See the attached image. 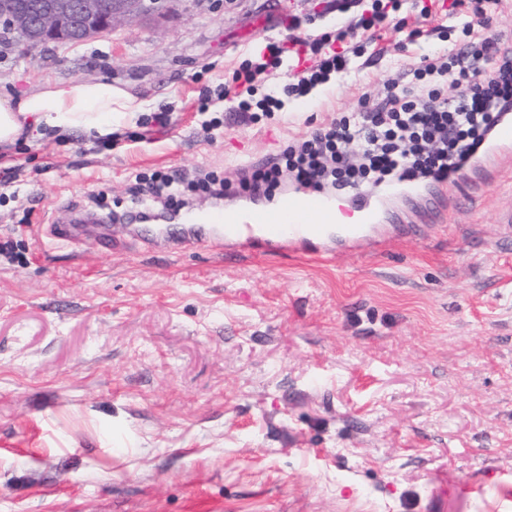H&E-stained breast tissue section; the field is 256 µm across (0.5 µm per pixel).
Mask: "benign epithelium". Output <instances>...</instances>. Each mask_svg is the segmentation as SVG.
I'll return each instance as SVG.
<instances>
[{
	"label": "benign epithelium",
	"mask_w": 512,
	"mask_h": 512,
	"mask_svg": "<svg viewBox=\"0 0 512 512\" xmlns=\"http://www.w3.org/2000/svg\"><path fill=\"white\" fill-rule=\"evenodd\" d=\"M142 0H21L0 13V25L12 31L16 47L32 52L49 43L96 37L130 16Z\"/></svg>",
	"instance_id": "obj_1"
}]
</instances>
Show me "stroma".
Listing matches in <instances>:
<instances>
[{
    "mask_svg": "<svg viewBox=\"0 0 512 512\" xmlns=\"http://www.w3.org/2000/svg\"><path fill=\"white\" fill-rule=\"evenodd\" d=\"M97 45L0 43V89L110 78L146 107L112 146L76 132L19 142L0 170V512H512V164L481 204L433 198L388 217L409 235L322 263L208 245L55 239L71 213L126 211L137 174L238 183L291 142L376 99L455 31L400 0L382 60L250 122L191 104L271 33L316 37L334 0H144ZM300 19L272 30L277 8ZM170 115L167 126L154 114ZM188 195L185 209L270 204Z\"/></svg>",
    "mask_w": 512,
    "mask_h": 512,
    "instance_id": "stroma-1",
    "label": "stroma"
}]
</instances>
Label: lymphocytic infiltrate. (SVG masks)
Instances as JSON below:
<instances>
[{"label":"lymphocytic infiltrate","mask_w":512,"mask_h":512,"mask_svg":"<svg viewBox=\"0 0 512 512\" xmlns=\"http://www.w3.org/2000/svg\"><path fill=\"white\" fill-rule=\"evenodd\" d=\"M498 3L477 0L472 19L462 25L464 39L449 51L447 60H433L411 70L407 83L391 82L381 98L361 100L355 118L334 120L295 140L277 161L243 181V189L255 192L263 186L273 187L286 172L298 184L313 189L447 179L454 162L482 138L501 105L512 103V51L476 33ZM387 18L384 5L377 0L371 14L360 15L335 34L302 42L310 66L296 73L294 82L256 101L252 95L258 77L284 64L285 47L276 41L267 43L234 73L243 93L238 109L280 112L289 97L306 94L333 75L347 73L363 48L345 47V40L357 30L378 27ZM447 85L455 94L445 100L441 92ZM132 191L168 207L185 191L223 197L225 186L223 177L214 171L200 173L187 184L156 172L136 176Z\"/></svg>","instance_id":"lymphocytic-infiltrate-1"}]
</instances>
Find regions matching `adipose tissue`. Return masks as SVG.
<instances>
[{"mask_svg": "<svg viewBox=\"0 0 512 512\" xmlns=\"http://www.w3.org/2000/svg\"><path fill=\"white\" fill-rule=\"evenodd\" d=\"M144 108L142 101L111 81L46 82L38 93L20 96L0 90V151L21 139L82 132L108 140Z\"/></svg>", "mask_w": 512, "mask_h": 512, "instance_id": "adipose-tissue-1", "label": "adipose tissue"}]
</instances>
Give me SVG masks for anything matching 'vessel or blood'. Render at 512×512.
<instances>
[{
    "instance_id": "b4317fda",
    "label": "vessel or blood",
    "mask_w": 512,
    "mask_h": 512,
    "mask_svg": "<svg viewBox=\"0 0 512 512\" xmlns=\"http://www.w3.org/2000/svg\"><path fill=\"white\" fill-rule=\"evenodd\" d=\"M509 162H512V110L506 108L499 113L482 143L469 154L464 167L466 173L490 179ZM420 192V186L414 184L388 185L379 197L357 207L355 223L342 224L338 221L342 209L334 200L323 194L295 190L284 194L274 206L246 209L232 222L223 210L212 211L207 216V225H180L177 237L180 242L193 244L208 229L214 235L213 247L239 256L270 251L300 254L314 249L321 258L333 260L364 246L373 252L384 249L396 237L398 229L382 223L381 214L394 201Z\"/></svg>"
}]
</instances>
